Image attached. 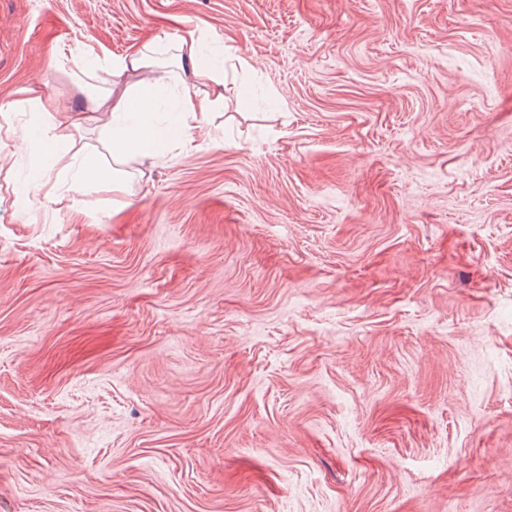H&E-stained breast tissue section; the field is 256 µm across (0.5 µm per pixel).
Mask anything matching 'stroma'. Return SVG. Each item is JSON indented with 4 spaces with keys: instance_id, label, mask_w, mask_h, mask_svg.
<instances>
[{
    "instance_id": "1",
    "label": "stroma",
    "mask_w": 512,
    "mask_h": 512,
    "mask_svg": "<svg viewBox=\"0 0 512 512\" xmlns=\"http://www.w3.org/2000/svg\"><path fill=\"white\" fill-rule=\"evenodd\" d=\"M162 33L249 68L70 192L24 87ZM8 103L0 512H512V0H0Z\"/></svg>"
}]
</instances>
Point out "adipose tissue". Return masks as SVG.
I'll return each mask as SVG.
<instances>
[{
	"instance_id": "obj_1",
	"label": "adipose tissue",
	"mask_w": 512,
	"mask_h": 512,
	"mask_svg": "<svg viewBox=\"0 0 512 512\" xmlns=\"http://www.w3.org/2000/svg\"><path fill=\"white\" fill-rule=\"evenodd\" d=\"M85 54L91 66L109 71L115 83L131 73L137 76L131 89H103L89 83L82 88L85 100L93 106L95 122L106 133L114 162L167 154L202 122L206 111L224 102L226 55L199 38L182 39L178 47L177 66L194 76L191 84L175 81L153 46L113 60L101 59L90 48ZM26 92L42 119L41 156L70 152L74 135L67 124L57 121L55 102L43 97L39 87H27Z\"/></svg>"
}]
</instances>
